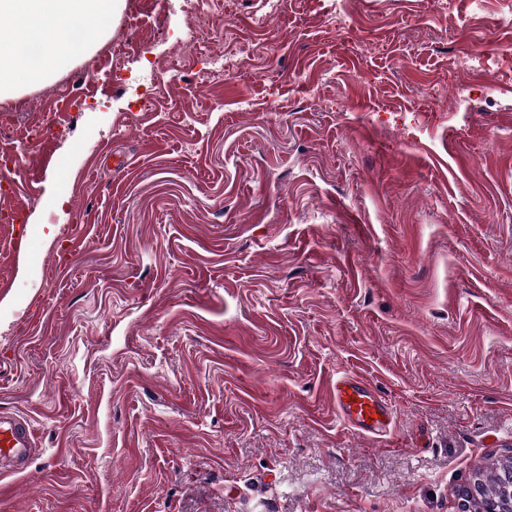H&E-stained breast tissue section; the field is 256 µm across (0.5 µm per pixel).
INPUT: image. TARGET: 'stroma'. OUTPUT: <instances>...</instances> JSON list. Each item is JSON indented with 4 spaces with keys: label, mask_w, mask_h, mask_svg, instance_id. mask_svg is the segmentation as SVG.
<instances>
[{
    "label": "stroma",
    "mask_w": 512,
    "mask_h": 512,
    "mask_svg": "<svg viewBox=\"0 0 512 512\" xmlns=\"http://www.w3.org/2000/svg\"><path fill=\"white\" fill-rule=\"evenodd\" d=\"M173 5L0 99V411L38 439L0 512H460L512 462V0H211L190 57ZM62 79L87 103L29 148ZM345 373L388 435L340 419ZM333 397L341 420L360 434L384 437L395 424L391 405L363 378L350 375L336 378ZM345 398H350V401H345ZM375 415H378L377 419H374Z\"/></svg>",
    "instance_id": "35a3bbf8"
}]
</instances>
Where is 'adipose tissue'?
I'll return each instance as SVG.
<instances>
[{"label": "adipose tissue", "mask_w": 512, "mask_h": 512, "mask_svg": "<svg viewBox=\"0 0 512 512\" xmlns=\"http://www.w3.org/2000/svg\"><path fill=\"white\" fill-rule=\"evenodd\" d=\"M119 7L117 0H0V99L14 88L41 81L48 72L90 55L92 48L71 37L74 22L105 31ZM38 47L39 63H32L25 47Z\"/></svg>", "instance_id": "obj_1"}]
</instances>
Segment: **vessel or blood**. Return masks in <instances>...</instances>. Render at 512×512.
<instances>
[{"instance_id": "vessel-or-blood-1", "label": "vessel or blood", "mask_w": 512, "mask_h": 512, "mask_svg": "<svg viewBox=\"0 0 512 512\" xmlns=\"http://www.w3.org/2000/svg\"><path fill=\"white\" fill-rule=\"evenodd\" d=\"M336 411L352 430L372 437L387 435L395 424L387 400L367 380L345 375L333 386ZM37 442L31 422L17 413L0 414V476L10 477L27 463Z\"/></svg>"}]
</instances>
